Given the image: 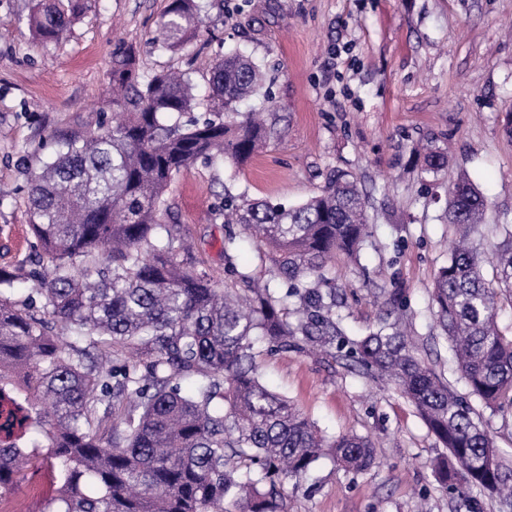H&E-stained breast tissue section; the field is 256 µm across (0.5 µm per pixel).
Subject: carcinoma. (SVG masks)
Listing matches in <instances>:
<instances>
[{
    "instance_id": "obj_1",
    "label": "carcinoma",
    "mask_w": 512,
    "mask_h": 512,
    "mask_svg": "<svg viewBox=\"0 0 512 512\" xmlns=\"http://www.w3.org/2000/svg\"><path fill=\"white\" fill-rule=\"evenodd\" d=\"M78 9L79 0H51L31 23L54 42ZM199 13L196 0H172L163 46L198 36ZM110 79L132 90L116 102V118L59 138L28 179L44 272L23 290L0 274V498L41 459L57 488L41 512H226L228 502L238 512H287L284 483L322 457L354 473L376 462L370 439L322 434L262 383L265 350L312 348L395 386L448 450L442 481L455 498L469 505L486 490L512 507V470L473 406L512 407V334L498 323L502 292L512 302V226L502 227L489 260L471 245L488 210L479 186L462 173L448 189L459 239L431 290L462 396L418 357L397 291L376 325L347 341L336 295L309 286L338 253L360 262L372 236L368 197L348 171H334L292 207L225 194V223L239 227L260 261L255 272L228 267L247 288L223 287L177 260L180 229L161 220L175 176L198 161L244 163L269 137L258 114L237 109L251 96L270 99L258 63L224 53L208 79L204 119L194 116L199 101L186 70L141 84L123 53ZM422 151L427 173L448 162L431 140ZM487 262L499 290L485 279ZM37 299L39 318L30 313Z\"/></svg>"
}]
</instances>
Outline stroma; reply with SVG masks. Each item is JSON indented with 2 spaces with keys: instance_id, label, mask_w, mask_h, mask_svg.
Instances as JSON below:
<instances>
[{
  "instance_id": "35a3bbf8",
  "label": "stroma",
  "mask_w": 512,
  "mask_h": 512,
  "mask_svg": "<svg viewBox=\"0 0 512 512\" xmlns=\"http://www.w3.org/2000/svg\"><path fill=\"white\" fill-rule=\"evenodd\" d=\"M38 4L0 0V270L20 281L31 270L28 173L52 137L112 115L115 53H131L142 80L192 71L202 116L212 67L236 49L261 66L272 94L238 110L262 113L272 134L244 164L199 162L175 177L167 218L190 246L178 260L220 282L226 260L252 271L259 261L248 242L222 251L225 188L297 205L320 192L331 171H351L369 197L374 244L358 264L332 257L322 288L342 295L338 312L352 337L378 321L384 291L401 289L421 359L463 389L448 361L436 358L430 292L455 236L444 213L458 175L468 173L490 200L485 224L472 234L477 251L494 250L500 226L512 225V138L504 131L512 113V0H224L220 10L201 0L207 14L198 39L174 51L153 43L171 0H81L58 42L32 29ZM428 139L448 150L435 177L423 174L413 151ZM259 362L263 382L319 429L379 445L365 472L327 457L286 483L288 512H507L487 493L474 510L460 506L433 467L446 449L379 380L327 354L291 349ZM53 493L45 469H31L0 512H41Z\"/></svg>"
}]
</instances>
